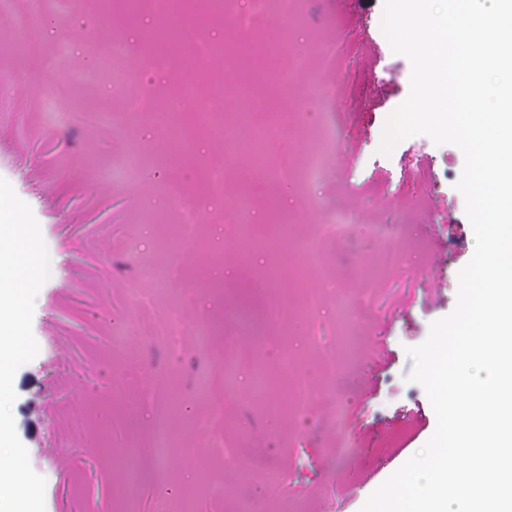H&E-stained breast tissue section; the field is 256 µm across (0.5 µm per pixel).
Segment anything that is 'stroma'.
Listing matches in <instances>:
<instances>
[{
	"instance_id": "1",
	"label": "stroma",
	"mask_w": 512,
	"mask_h": 512,
	"mask_svg": "<svg viewBox=\"0 0 512 512\" xmlns=\"http://www.w3.org/2000/svg\"><path fill=\"white\" fill-rule=\"evenodd\" d=\"M99 4L70 7L22 36L0 14V177L31 207L49 256L59 259L35 300L39 353L17 371L12 406L30 465L46 480L45 512H235L242 501L250 512H336V489L350 484L361 490L345 510L359 512L436 428L424 389L408 379L407 350L453 311L458 272L474 253L455 187L461 150L418 134L381 153L411 76L409 59L382 31L383 0H298L277 52H255L257 75L286 71L290 82L250 79L263 108L239 115V125L286 111L285 145L304 160L320 146L319 96L329 95L341 115L323 177L285 185L249 153L228 158L212 134L171 140L151 115L153 97L187 86L188 111L234 107L235 96H218L221 60L194 55L212 32L186 29L179 51L148 48L132 42L138 25L121 12L103 23ZM60 40L71 44L67 55L56 51ZM115 40L128 45L125 70L155 74L143 102L98 65ZM330 45L341 72L321 67ZM297 52L306 70L292 71ZM46 87L70 112L67 128L41 124ZM102 111L111 112V128L99 125ZM133 143L142 161L128 168ZM217 171L220 195L208 188ZM173 183L201 219L193 251L170 240ZM243 198L256 241L246 262L233 220ZM339 208L357 214L348 237L310 243ZM370 219L404 224L402 270L379 267ZM276 222L290 227L289 245L312 244L318 269L298 275L285 266L262 279L275 256L260 243ZM162 252L169 265L156 264ZM308 289L319 295L311 312L302 309ZM135 295L139 303L130 304ZM326 351L343 368L341 387L320 361ZM260 356L275 379L267 404L251 395ZM286 358L293 366L285 373ZM305 382L317 394L299 411L294 399ZM161 427L170 445L163 460L153 448ZM61 455L71 460L63 473ZM247 460L257 468L245 482L239 465Z\"/></svg>"
}]
</instances>
